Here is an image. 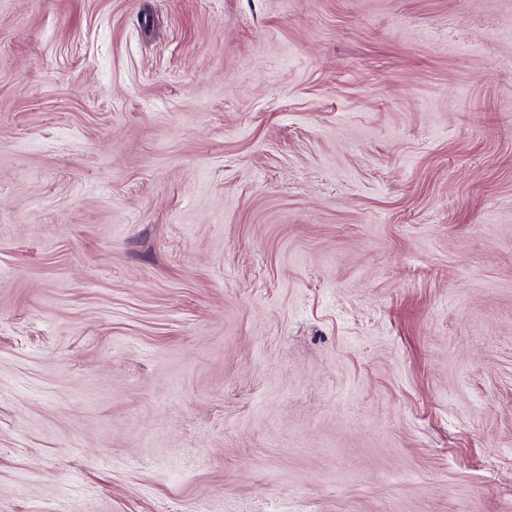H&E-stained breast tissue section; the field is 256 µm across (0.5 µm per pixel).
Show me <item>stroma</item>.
Wrapping results in <instances>:
<instances>
[{"mask_svg":"<svg viewBox=\"0 0 512 512\" xmlns=\"http://www.w3.org/2000/svg\"><path fill=\"white\" fill-rule=\"evenodd\" d=\"M0 512H512V0H0Z\"/></svg>","mask_w":512,"mask_h":512,"instance_id":"35a3bbf8","label":"stroma"}]
</instances>
